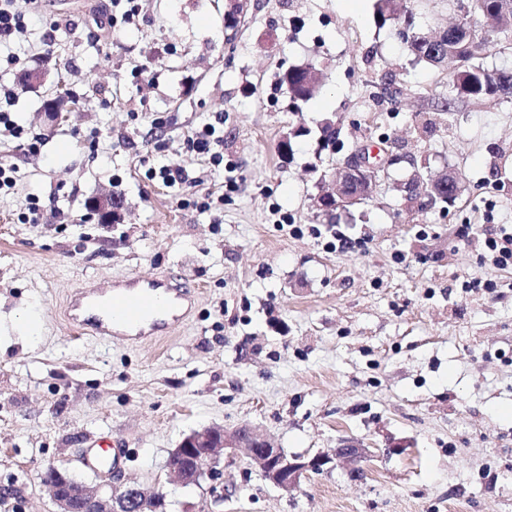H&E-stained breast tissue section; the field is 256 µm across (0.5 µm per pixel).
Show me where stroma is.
Returning <instances> with one entry per match:
<instances>
[{
  "instance_id": "1",
  "label": "stroma",
  "mask_w": 512,
  "mask_h": 512,
  "mask_svg": "<svg viewBox=\"0 0 512 512\" xmlns=\"http://www.w3.org/2000/svg\"><path fill=\"white\" fill-rule=\"evenodd\" d=\"M374 3L249 0L232 26L227 0H145L132 24L120 0L104 28L93 0H10L27 30L0 53V85L42 144L21 156L0 139L22 172L0 201V314L35 311L41 339L0 355V512H55L51 464L98 482L97 437L124 444L120 478L167 512H512V267L484 257L512 232V100H449L447 67L414 62ZM308 63L321 83L297 101L282 76ZM33 70L45 82L23 85ZM60 84L83 109L55 123ZM218 116L216 168L184 138ZM382 140L404 160L373 197L316 209L345 158ZM169 162L197 184L149 179ZM417 167L464 192L418 211L397 189ZM218 189V216L197 212ZM34 194L45 221L22 223ZM107 195L106 220L91 203ZM134 277L186 288L187 319L149 340L77 334L70 292ZM245 423L333 461L288 493L239 450L223 492L168 481L185 436ZM347 444L369 453L335 458Z\"/></svg>"
}]
</instances>
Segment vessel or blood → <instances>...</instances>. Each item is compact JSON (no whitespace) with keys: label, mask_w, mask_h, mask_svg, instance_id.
Returning <instances> with one entry per match:
<instances>
[{"label":"vessel or blood","mask_w":512,"mask_h":512,"mask_svg":"<svg viewBox=\"0 0 512 512\" xmlns=\"http://www.w3.org/2000/svg\"><path fill=\"white\" fill-rule=\"evenodd\" d=\"M185 294L163 280L128 285H96L77 290L68 319L83 334L159 336L181 318Z\"/></svg>","instance_id":"obj_1"}]
</instances>
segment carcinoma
I'll return each instance as SVG.
<instances>
[{
  "instance_id": "1",
  "label": "carcinoma",
  "mask_w": 512,
  "mask_h": 512,
  "mask_svg": "<svg viewBox=\"0 0 512 512\" xmlns=\"http://www.w3.org/2000/svg\"><path fill=\"white\" fill-rule=\"evenodd\" d=\"M463 18L478 14L492 21L489 29H473L467 36L454 31L439 43L431 41L430 35L421 32L414 24V13L408 0H376L375 11L380 25L392 22L400 25L399 35H408L410 56L417 63L438 66L445 59L455 61L456 69L448 79V95L483 102L498 100L504 96L512 98V69L489 70L478 63L491 49L499 47L512 50V27L502 26L501 15L493 9L501 7L503 0H455ZM316 71L311 64L294 68L288 72V89L295 100L308 101L316 93L318 83H310V74ZM464 189L462 181L448 187L420 185L423 204L421 208L438 203L451 205Z\"/></svg>"
}]
</instances>
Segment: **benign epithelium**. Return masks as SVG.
Here are the masks:
<instances>
[{"mask_svg": "<svg viewBox=\"0 0 512 512\" xmlns=\"http://www.w3.org/2000/svg\"><path fill=\"white\" fill-rule=\"evenodd\" d=\"M378 170L368 164L362 151L352 154L337 168L336 191L317 198L322 209L342 208L369 199L376 186ZM243 449L249 464L284 492L294 490L308 471H318L332 457L317 454L304 459L275 448L268 436L249 424L228 431L220 426L205 427L187 435L171 452L169 480L180 485H197L208 478L221 479L226 449ZM55 482L45 489L55 512H164L163 498L152 488L124 483L107 475L97 484L72 480L67 470L49 466Z\"/></svg>", "mask_w": 512, "mask_h": 512, "instance_id": "1", "label": "benign epithelium"}]
</instances>
